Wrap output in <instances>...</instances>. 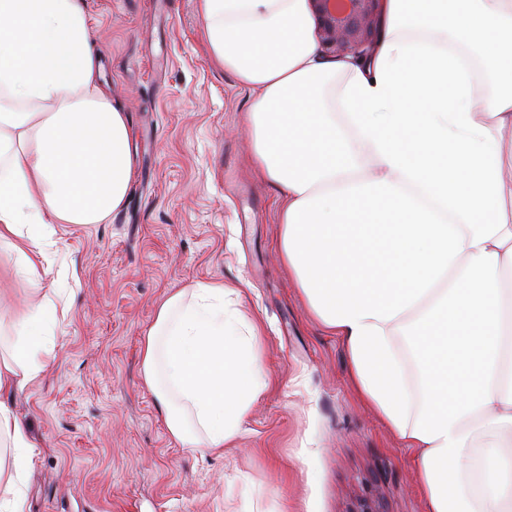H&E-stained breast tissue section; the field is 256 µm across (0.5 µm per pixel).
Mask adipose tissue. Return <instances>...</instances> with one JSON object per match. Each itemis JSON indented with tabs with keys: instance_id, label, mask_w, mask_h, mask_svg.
<instances>
[{
	"instance_id": "ef3b65f1",
	"label": "adipose tissue",
	"mask_w": 512,
	"mask_h": 512,
	"mask_svg": "<svg viewBox=\"0 0 512 512\" xmlns=\"http://www.w3.org/2000/svg\"><path fill=\"white\" fill-rule=\"evenodd\" d=\"M208 50L252 91L278 251L340 336L360 395L416 453L427 512H512V0H386L369 61L325 60L307 0H198ZM81 0H0V243L40 277L49 224H100L133 175L126 112ZM199 283L141 346L170 434L224 448L267 386L260 327ZM43 300L0 393L53 357ZM0 512H27L29 436L0 402Z\"/></svg>"
}]
</instances>
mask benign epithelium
Listing matches in <instances>:
<instances>
[{"label":"benign epithelium","mask_w":512,"mask_h":512,"mask_svg":"<svg viewBox=\"0 0 512 512\" xmlns=\"http://www.w3.org/2000/svg\"><path fill=\"white\" fill-rule=\"evenodd\" d=\"M323 57L371 55L378 46L384 0H308Z\"/></svg>","instance_id":"7a95c632"}]
</instances>
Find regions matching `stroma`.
Segmentation results:
<instances>
[{
  "instance_id": "35a3bbf8",
  "label": "stroma",
  "mask_w": 512,
  "mask_h": 512,
  "mask_svg": "<svg viewBox=\"0 0 512 512\" xmlns=\"http://www.w3.org/2000/svg\"><path fill=\"white\" fill-rule=\"evenodd\" d=\"M83 2L134 171L106 223L52 225L38 284L0 245V333L32 292L62 311L52 366L0 394L35 448L29 512H426L411 450L362 403L343 340L280 260L252 93L211 58L196 0ZM199 282L241 289L264 328L268 387L219 455L172 437L141 376L158 306Z\"/></svg>"
}]
</instances>
